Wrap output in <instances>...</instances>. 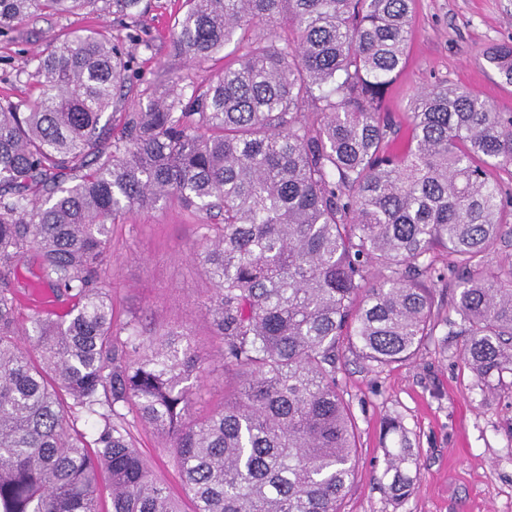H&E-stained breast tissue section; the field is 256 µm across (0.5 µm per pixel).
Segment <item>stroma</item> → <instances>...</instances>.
Wrapping results in <instances>:
<instances>
[{
	"label": "stroma",
	"instance_id": "obj_1",
	"mask_svg": "<svg viewBox=\"0 0 512 512\" xmlns=\"http://www.w3.org/2000/svg\"><path fill=\"white\" fill-rule=\"evenodd\" d=\"M135 18L111 10L93 14L43 13L0 35V98L30 99L37 94L36 54L67 38L96 29L112 41L134 46L128 73V111L146 107V86L182 78L205 84L222 63H194L173 48L171 31L185 0H143ZM512 43V0H416L406 68L390 87L384 109L392 119L390 136L401 139L411 97L444 81L480 94L502 116H512V85L505 84L484 58L490 47ZM197 216L178 201L154 209H135L113 225L111 255L102 274L112 297L115 327L139 322L154 332L171 325L189 328L203 358L197 406L223 402L235 377L222 361V344L202 317L211 283L192 254L200 243ZM440 271L433 281L440 325L416 357L373 369L347 351L336 359V382L356 424L359 463L342 512H512V386L489 388L462 353L467 338L456 326L454 300L460 272L443 252L433 256ZM398 419L403 435L382 436L386 419ZM138 448L151 461L156 479L180 492L175 458L165 438L131 421ZM407 442L409 472L418 477L415 492L393 502L382 486L388 453Z\"/></svg>",
	"mask_w": 512,
	"mask_h": 512
}]
</instances>
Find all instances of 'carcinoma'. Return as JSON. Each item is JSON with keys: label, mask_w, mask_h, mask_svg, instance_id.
I'll use <instances>...</instances> for the list:
<instances>
[{"label": "carcinoma", "mask_w": 512, "mask_h": 512, "mask_svg": "<svg viewBox=\"0 0 512 512\" xmlns=\"http://www.w3.org/2000/svg\"><path fill=\"white\" fill-rule=\"evenodd\" d=\"M100 2L132 16L141 0H0V30ZM412 4L186 0L175 50L205 61L245 41V53L188 93L176 80L144 89L148 104L120 113L110 143L100 117L126 103L129 52L90 31L33 58L38 96L0 100V267L33 256L39 283L73 304L65 319L37 312L28 332L0 281V512H104L103 485L111 512H182L123 408L167 437L192 512H341L359 455L336 350L412 359L438 326L418 276L433 279L439 249L465 273V360L488 384L512 374V265L473 268L512 214L491 174L512 167V116L440 82L411 98L407 136L389 145L382 104ZM259 24L288 35L250 34ZM486 61L512 84V44ZM171 198L221 217L200 225L195 256L238 383L199 416L193 335L113 331L101 279L112 224ZM405 461L388 454L395 501L415 485Z\"/></svg>", "instance_id": "obj_1"}]
</instances>
